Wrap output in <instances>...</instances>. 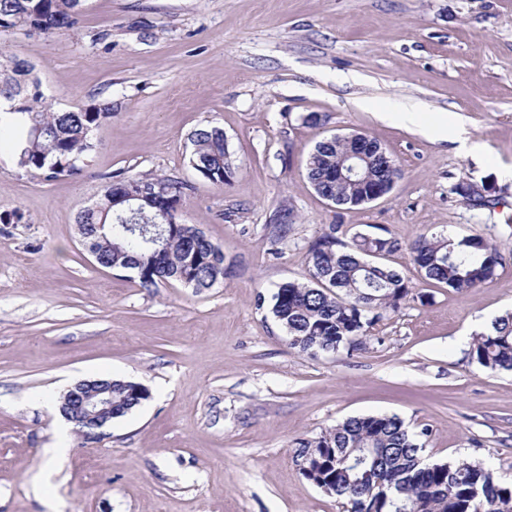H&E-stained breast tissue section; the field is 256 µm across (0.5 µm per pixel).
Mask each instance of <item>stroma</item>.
I'll list each match as a JSON object with an SVG mask.
<instances>
[{
    "label": "stroma",
    "instance_id": "35a3bbf8",
    "mask_svg": "<svg viewBox=\"0 0 512 512\" xmlns=\"http://www.w3.org/2000/svg\"><path fill=\"white\" fill-rule=\"evenodd\" d=\"M0 50L33 64L59 107L113 110L73 176L26 173L0 144V512H347L293 451L366 414L430 428L423 463L480 461L512 479V373L469 356L474 334L512 310V0H87L77 29L0 31ZM407 107L455 116L466 144L383 117ZM311 112L320 125L304 123ZM208 126L231 154L223 186L188 163ZM354 132L376 137L402 176L339 210L306 159ZM136 174L186 183L181 219L223 248V283L147 291L135 271L94 263L76 218L110 177ZM470 184L496 207L464 203ZM284 208L294 219L275 257L268 224ZM331 224L398 240L382 261L417 297L365 349L311 357L256 300L308 280V249ZM423 233L487 236L503 265L450 290L411 259ZM92 377L150 396L87 440L54 401Z\"/></svg>",
    "mask_w": 512,
    "mask_h": 512
}]
</instances>
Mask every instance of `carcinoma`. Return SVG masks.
<instances>
[{"label": "carcinoma", "mask_w": 512, "mask_h": 512, "mask_svg": "<svg viewBox=\"0 0 512 512\" xmlns=\"http://www.w3.org/2000/svg\"><path fill=\"white\" fill-rule=\"evenodd\" d=\"M85 0H0V30L23 29L50 35L79 24ZM0 130L14 129L16 165L47 178L71 176L95 148L93 132L112 119V103H90L75 109H56L40 91L33 67L0 52ZM190 166L217 185L226 184L232 164L224 131L196 130ZM355 144L336 136L325 138L309 153L306 174L315 191L338 206H359L368 189L393 184L402 171L395 160H378L382 151L375 138H365L362 151L369 181H338L336 165ZM140 187L161 191L181 201L185 185L150 175L120 178L107 184L98 202L77 220L82 241L99 253L102 266L131 269L139 285L150 289L175 282L201 294L224 281V251L195 224L181 221L179 210L168 218L152 201L141 202L135 213L119 211L117 198ZM165 224V247L155 253L150 241L130 225L151 228ZM342 225L330 224L308 250L310 279L277 286L270 298L258 295L257 306L269 304L285 331L288 345L316 356L341 349L351 354L364 348L368 334L387 312L399 309L413 286L401 272L371 263L372 254H390L398 241L381 236L355 235L342 239ZM424 278L455 291L479 288L494 279L503 264L499 246L473 234L454 239L418 236L408 246ZM471 360L491 371L512 372V312L495 319L490 333H480L469 352ZM149 397L140 383L112 380L113 418L123 417ZM424 428L409 432L396 416L350 417L320 436L303 440L308 453L302 475L328 494L350 504L349 512H512V482H506L480 462H422Z\"/></svg>", "instance_id": "1"}]
</instances>
